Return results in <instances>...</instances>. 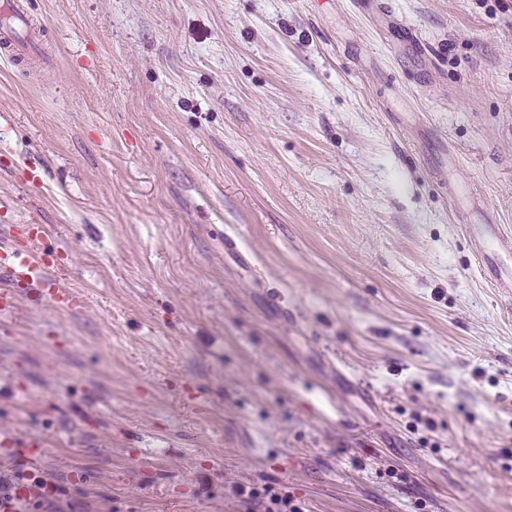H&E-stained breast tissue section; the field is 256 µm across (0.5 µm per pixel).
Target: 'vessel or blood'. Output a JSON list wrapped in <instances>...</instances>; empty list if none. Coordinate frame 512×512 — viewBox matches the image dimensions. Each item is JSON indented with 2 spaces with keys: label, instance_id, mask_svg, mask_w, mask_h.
Here are the masks:
<instances>
[{
  "label": "vessel or blood",
  "instance_id": "obj_1",
  "mask_svg": "<svg viewBox=\"0 0 512 512\" xmlns=\"http://www.w3.org/2000/svg\"><path fill=\"white\" fill-rule=\"evenodd\" d=\"M35 28L26 0H12L9 20L0 24V54L10 61L23 59L28 45L22 35ZM464 231L481 275L498 291L511 293L512 267L504 265L503 260L512 256V231L491 221L465 225ZM50 268L47 252L36 249L32 241L1 247L0 280L5 287L0 290V311H13L17 302L14 288L18 285L46 298L54 306L79 309L81 297L71 289L57 286Z\"/></svg>",
  "mask_w": 512,
  "mask_h": 512
}]
</instances>
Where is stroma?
Listing matches in <instances>:
<instances>
[{
    "mask_svg": "<svg viewBox=\"0 0 512 512\" xmlns=\"http://www.w3.org/2000/svg\"><path fill=\"white\" fill-rule=\"evenodd\" d=\"M28 6L0 244L42 224L85 304L0 313V436L41 444L0 474L63 512H512V298L456 219L512 229V0ZM248 512H302V507L288 493L268 486L262 490L251 489L244 498Z\"/></svg>",
    "mask_w": 512,
    "mask_h": 512,
    "instance_id": "stroma-1",
    "label": "stroma"
}]
</instances>
